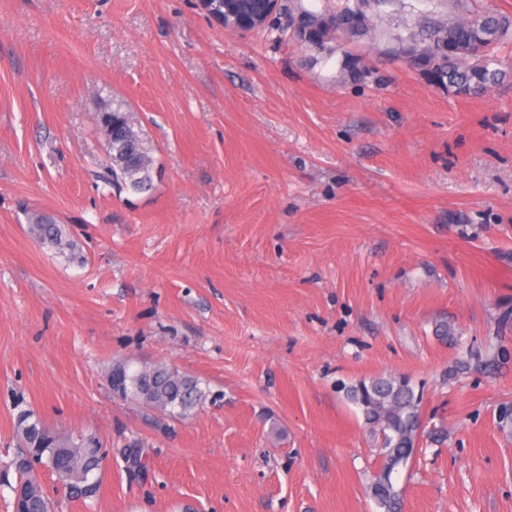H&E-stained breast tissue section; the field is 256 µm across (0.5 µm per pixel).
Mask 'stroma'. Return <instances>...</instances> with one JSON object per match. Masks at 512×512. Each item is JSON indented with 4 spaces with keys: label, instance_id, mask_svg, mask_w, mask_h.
I'll use <instances>...</instances> for the list:
<instances>
[{
    "label": "stroma",
    "instance_id": "35a3bbf8",
    "mask_svg": "<svg viewBox=\"0 0 512 512\" xmlns=\"http://www.w3.org/2000/svg\"><path fill=\"white\" fill-rule=\"evenodd\" d=\"M417 9L458 11L391 0L315 58L200 0H0V467L20 397L110 451L91 504L41 473L57 512H376L345 388L405 376L427 433L403 512H512V84L459 96L388 56ZM116 107L148 191L103 180ZM118 360L210 397L183 421L117 398ZM29 233L37 241L47 244L61 253L70 255L72 259L79 260L73 244L67 239L66 233L60 224H56L50 216L31 213L28 216Z\"/></svg>",
    "mask_w": 512,
    "mask_h": 512
}]
</instances>
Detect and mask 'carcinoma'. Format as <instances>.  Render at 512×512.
<instances>
[{
	"label": "carcinoma",
	"mask_w": 512,
	"mask_h": 512,
	"mask_svg": "<svg viewBox=\"0 0 512 512\" xmlns=\"http://www.w3.org/2000/svg\"><path fill=\"white\" fill-rule=\"evenodd\" d=\"M240 20L249 21L259 0H234ZM281 0V9L265 20L264 27L287 31L306 49L323 52L328 43L336 46L349 40H372L376 27L373 16L389 0H345L336 10L314 12ZM407 35L391 38L392 53L407 66L420 71L427 81L457 95L468 96L512 80V66L494 54V48L512 39V16L488 9L477 14L450 15L432 19L417 17ZM342 71L357 79L364 72L361 61L344 55ZM98 124L106 136L111 163L108 171L120 188L142 192L151 185L153 159L137 153L140 140L125 122L121 109L98 114ZM29 233L37 241L77 259L73 244L50 216H28ZM119 375L114 387L117 397L130 399L165 416L186 419L209 397L200 381L165 364L139 365L118 360L111 366ZM349 399L361 410L379 444L383 468L369 486V494L380 512H400L401 490L393 475L409 467L422 435L420 403L405 377H378L361 381L347 390ZM14 427L19 450L5 466L4 479L16 475L10 485L18 512H55V504L38 478L46 469L63 485L71 498L95 500L102 483V463L108 454L96 436L63 435L40 419L33 410L18 403Z\"/></svg>",
	"instance_id": "obj_1"
}]
</instances>
